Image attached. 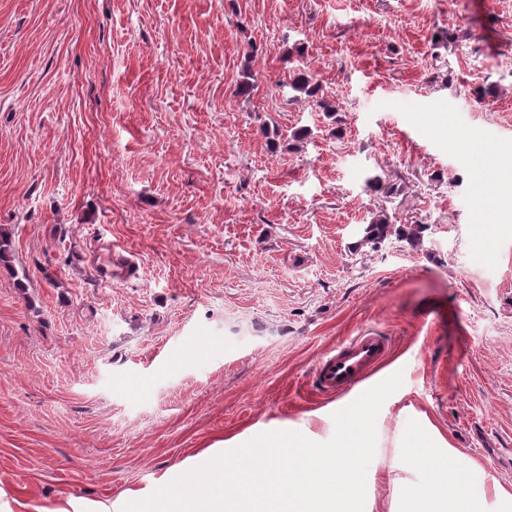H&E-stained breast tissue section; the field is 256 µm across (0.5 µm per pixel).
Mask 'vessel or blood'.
Instances as JSON below:
<instances>
[{"mask_svg":"<svg viewBox=\"0 0 512 512\" xmlns=\"http://www.w3.org/2000/svg\"><path fill=\"white\" fill-rule=\"evenodd\" d=\"M98 278L105 283L134 276L138 266L133 259L101 252L95 262ZM391 340L372 329L360 330L325 352L315 365L313 384L324 394L344 392L374 374L389 355Z\"/></svg>","mask_w":512,"mask_h":512,"instance_id":"1","label":"vessel or blood"}]
</instances>
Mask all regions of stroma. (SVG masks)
Wrapping results in <instances>:
<instances>
[{"label": "stroma", "mask_w": 512, "mask_h": 512, "mask_svg": "<svg viewBox=\"0 0 512 512\" xmlns=\"http://www.w3.org/2000/svg\"><path fill=\"white\" fill-rule=\"evenodd\" d=\"M296 45L336 119L289 100ZM471 141L512 153V0H0V485L121 512L278 425L328 441L399 371L371 468L424 416L512 491V176ZM382 205L420 247L361 246ZM96 239L138 276L98 281ZM366 327L391 358L316 392Z\"/></svg>", "instance_id": "35a3bbf8"}]
</instances>
